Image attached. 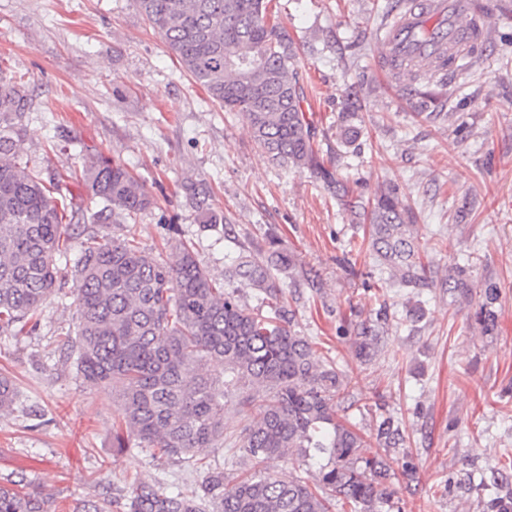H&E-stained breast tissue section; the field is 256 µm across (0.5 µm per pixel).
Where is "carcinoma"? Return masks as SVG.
Segmentation results:
<instances>
[{"label": "carcinoma", "instance_id": "carcinoma-1", "mask_svg": "<svg viewBox=\"0 0 512 512\" xmlns=\"http://www.w3.org/2000/svg\"><path fill=\"white\" fill-rule=\"evenodd\" d=\"M272 0H136L150 26L165 40L194 83L249 125L270 159L294 169L318 167L313 132L303 108L295 71L298 47L288 30L271 21ZM32 98L24 76L0 69V331L40 326L43 305L62 292L56 258L72 259L75 280L74 341L70 356L77 373L93 386L112 390L122 421L112 431V455L144 448L173 460L190 459L199 448L224 439V410L243 387L241 407L259 403L260 416L241 437L252 466L236 476L203 465L198 490L186 493L163 481L140 482L125 512H393V471L382 451L398 448L399 423L382 418L367 435L336 405L347 397L333 360L292 328L293 311L270 266L293 259L268 238L267 259L239 256L235 270L257 291L249 307L200 265L195 246L179 240L168 262L146 253L132 235L107 231L115 215L135 216L153 198L114 159L98 156L71 169L97 199L87 217L68 208L57 177L44 179L21 164V120ZM336 197L358 224L370 225L369 250L388 282L419 291L441 286L453 301L477 308L469 328L482 336L497 323L500 288L479 284L467 265L453 260L448 274L431 275L430 248L415 235V216L387 188L365 201L327 169ZM98 225L92 230L87 223ZM177 287H169L170 283ZM389 323L379 318L353 325V347L361 363L371 361ZM224 368L217 378L205 371ZM12 380L0 375V415L13 412ZM297 455L315 465L308 479L283 480L268 463ZM501 479L470 486L484 512H512V494ZM26 482L0 483V512H55L52 502L25 490Z\"/></svg>", "mask_w": 512, "mask_h": 512}]
</instances>
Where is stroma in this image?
<instances>
[{
	"label": "stroma",
	"instance_id": "35a3bbf8",
	"mask_svg": "<svg viewBox=\"0 0 512 512\" xmlns=\"http://www.w3.org/2000/svg\"><path fill=\"white\" fill-rule=\"evenodd\" d=\"M274 2L300 45L295 68L312 103L318 163L367 197L397 187L419 238L444 242L436 268L472 254L473 279L490 276L500 288L492 335H471L470 306L450 305L444 288L421 296L418 323L405 322L406 290L390 287L363 252L364 228L333 190L272 162L240 114L193 82L135 0H0V67L24 75L32 93L23 160L46 176L95 152L121 160L154 204L110 233L134 228L147 253L168 259L169 238L193 242L200 264L251 307L252 288L224 271L241 253L266 258L276 234L294 261L274 272L294 329L334 358L352 398L378 400L363 413L338 404V415L365 433L382 414L402 425L405 443L388 453L402 512H478L463 479H491L512 458V0H486L492 38L479 62L414 94L375 67L376 32L394 0ZM347 111L361 130L355 149L337 136ZM198 191L223 223H203ZM346 254L349 269L336 263ZM74 311L72 296L57 297L36 332L0 333V371L17 390L13 413L0 417V482L25 478L59 512L92 495L122 506L141 480L196 489L203 474L187 463L113 456L118 403L65 361L61 331ZM382 313L391 332L362 365L350 324ZM258 414H226L223 441L199 457L228 475L249 468L235 450Z\"/></svg>",
	"mask_w": 512,
	"mask_h": 512
}]
</instances>
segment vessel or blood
<instances>
[{"label": "vessel or blood", "mask_w": 512, "mask_h": 512, "mask_svg": "<svg viewBox=\"0 0 512 512\" xmlns=\"http://www.w3.org/2000/svg\"><path fill=\"white\" fill-rule=\"evenodd\" d=\"M490 38L487 13L476 0H402L377 35L384 47L377 66L386 69L395 59L432 66L446 55L462 62Z\"/></svg>", "instance_id": "b4317fda"}]
</instances>
